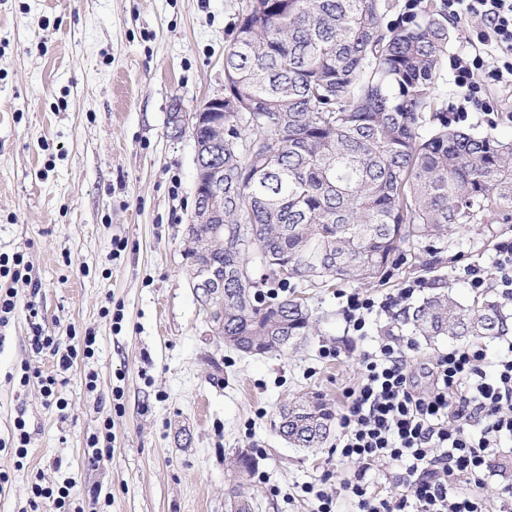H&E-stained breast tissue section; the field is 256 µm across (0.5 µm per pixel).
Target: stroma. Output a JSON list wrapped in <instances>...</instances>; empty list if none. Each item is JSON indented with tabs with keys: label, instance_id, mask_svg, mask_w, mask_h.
I'll return each mask as SVG.
<instances>
[{
	"label": "stroma",
	"instance_id": "35a3bbf8",
	"mask_svg": "<svg viewBox=\"0 0 512 512\" xmlns=\"http://www.w3.org/2000/svg\"><path fill=\"white\" fill-rule=\"evenodd\" d=\"M245 5L0 0V253L23 254L32 276L16 283L19 309L0 325V475L9 478L0 512H58L53 500L32 502L31 486L67 479L79 491L100 487L85 512H228L227 461L241 449L264 474L251 486L255 512H313L308 482L333 495L336 512H357L342 489L355 467L335 451L340 430L323 447H296L277 432L280 408L307 391L343 406L360 355L385 332L415 340L422 359L452 343L415 335L400 309L354 332L342 293L379 301L418 279L469 302L465 267L494 271V245L512 235V223L484 220L406 246L386 283L305 289L312 329L286 350L226 347L189 286L195 148L167 116L223 95L224 52ZM438 93L449 113L463 105L446 62ZM486 98L494 111L463 105V128L511 139L512 96ZM29 305L61 346L96 338L94 356L58 386L62 411L47 406L38 380L19 384L23 367L57 368L56 356L31 350ZM20 418L31 434L22 460L5 445ZM104 431L108 452L89 465L88 442ZM503 446L498 474L459 483L486 512L512 507V439Z\"/></svg>",
	"mask_w": 512,
	"mask_h": 512
}]
</instances>
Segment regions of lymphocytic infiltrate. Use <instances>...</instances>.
<instances>
[{
	"mask_svg": "<svg viewBox=\"0 0 512 512\" xmlns=\"http://www.w3.org/2000/svg\"><path fill=\"white\" fill-rule=\"evenodd\" d=\"M448 14L483 22L474 56L450 61L464 102L490 85L511 94L512 0H448ZM26 274L20 254H0V324L15 314L12 283ZM422 286L409 282L379 302L353 292L344 310L359 332L375 310L400 306ZM413 348L389 334L360 356V379L347 390L339 415L338 453L357 467L344 489L357 499L359 512H485L483 499L458 492L457 483L494 472L503 439L512 438V346L491 375L481 347L449 349L427 365L424 390L408 363ZM380 462L401 467L397 493L383 495L367 484V472Z\"/></svg>",
	"mask_w": 512,
	"mask_h": 512,
	"instance_id": "f902f5d3",
	"label": "lymphocytic infiltrate"
}]
</instances>
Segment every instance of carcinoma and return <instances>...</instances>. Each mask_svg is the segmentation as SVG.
<instances>
[{"instance_id":"cac0c4a2","label":"carcinoma","mask_w":512,"mask_h":512,"mask_svg":"<svg viewBox=\"0 0 512 512\" xmlns=\"http://www.w3.org/2000/svg\"><path fill=\"white\" fill-rule=\"evenodd\" d=\"M448 40V0H247L224 54V112L197 131L216 142L224 130V224L187 229L193 271L224 265V295L195 294L223 315L229 347L257 336L266 353L308 334L303 299L267 302L270 282H379L406 244L512 222V142L451 128L436 108ZM409 319L430 338L512 333L487 294H434ZM335 419L311 391L281 409L279 430L318 448ZM229 467L233 512H253V458Z\"/></svg>"}]
</instances>
